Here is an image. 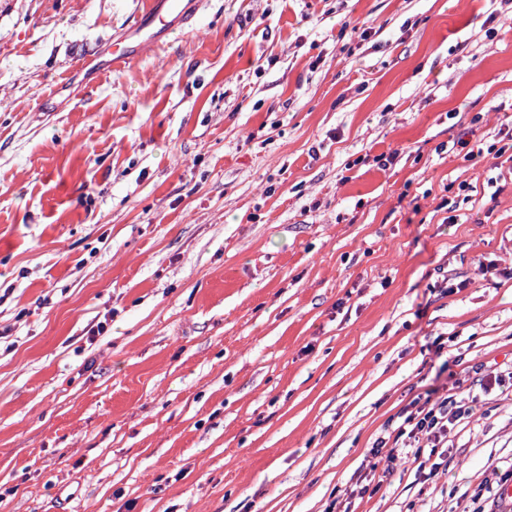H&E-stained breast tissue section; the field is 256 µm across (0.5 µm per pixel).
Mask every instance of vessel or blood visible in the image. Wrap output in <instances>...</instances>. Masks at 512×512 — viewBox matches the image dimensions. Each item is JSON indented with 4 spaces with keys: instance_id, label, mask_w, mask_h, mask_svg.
Masks as SVG:
<instances>
[{
    "instance_id": "1",
    "label": "vessel or blood",
    "mask_w": 512,
    "mask_h": 512,
    "mask_svg": "<svg viewBox=\"0 0 512 512\" xmlns=\"http://www.w3.org/2000/svg\"><path fill=\"white\" fill-rule=\"evenodd\" d=\"M203 6L204 0H148L146 9L129 29L113 35L104 69L123 70L133 57L154 52L164 36L192 19Z\"/></svg>"
}]
</instances>
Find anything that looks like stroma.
<instances>
[{"label":"stroma","instance_id":"1","mask_svg":"<svg viewBox=\"0 0 512 512\" xmlns=\"http://www.w3.org/2000/svg\"><path fill=\"white\" fill-rule=\"evenodd\" d=\"M146 3L0 0V512H491L512 158L455 142L512 126V7L206 0L86 85ZM452 385L438 475L359 498Z\"/></svg>","mask_w":512,"mask_h":512}]
</instances>
